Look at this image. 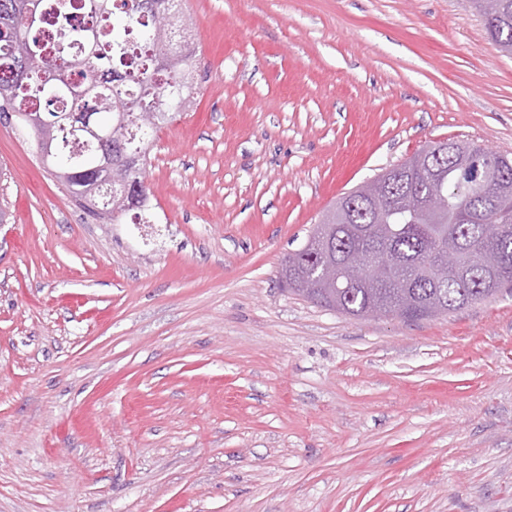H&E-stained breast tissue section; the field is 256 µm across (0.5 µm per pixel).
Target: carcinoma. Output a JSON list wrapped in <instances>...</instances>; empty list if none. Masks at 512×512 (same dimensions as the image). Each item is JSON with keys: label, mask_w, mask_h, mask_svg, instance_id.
<instances>
[{"label": "carcinoma", "mask_w": 512, "mask_h": 512, "mask_svg": "<svg viewBox=\"0 0 512 512\" xmlns=\"http://www.w3.org/2000/svg\"><path fill=\"white\" fill-rule=\"evenodd\" d=\"M488 11L482 0H472L484 17L486 29L501 51L512 55V0H494ZM169 15L156 26L155 13ZM191 28L183 0H0V114L13 113L23 124L26 112H43L55 121L70 112H92L106 127L104 145L111 161L123 163L125 185L112 192V206L91 216L115 220L129 212L144 223V209L133 212V200L149 192L144 172L150 148L144 146L143 127L158 126L191 109L195 82L189 47L171 38L176 28ZM97 140L72 133L64 123L59 138L44 151L55 177L76 200L93 197L94 177L103 148ZM472 150L486 178L478 183L464 168L468 157L442 155L413 169L406 182L388 188L391 207L382 222L363 202L355 203L350 223L336 231L334 256L344 261L357 253L375 275L373 264L395 259L396 272L405 275L402 288L386 279L377 288L347 287L329 296L309 290L315 284L322 257L299 248L288 254L281 280L293 293L329 310L356 317L380 298L404 309L403 321L426 318V303L437 296L447 311L472 306L512 286V237L493 240L484 225L512 223V158L481 146ZM139 149L138 162L124 161V153ZM445 186L446 207L431 224L420 213L401 210L400 198L410 192L423 195L432 175ZM452 244L466 255L475 248L496 253L501 266L489 281L479 269L463 279L449 278L441 287L428 270L438 260V249Z\"/></svg>", "instance_id": "obj_1"}]
</instances>
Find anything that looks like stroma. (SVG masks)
Instances as JSON below:
<instances>
[{"label": "stroma", "instance_id": "35a3bbf8", "mask_svg": "<svg viewBox=\"0 0 512 512\" xmlns=\"http://www.w3.org/2000/svg\"><path fill=\"white\" fill-rule=\"evenodd\" d=\"M158 240L0 120V512H512V290L353 319L283 291L322 214L443 140L512 155L469 0H185Z\"/></svg>", "mask_w": 512, "mask_h": 512}]
</instances>
